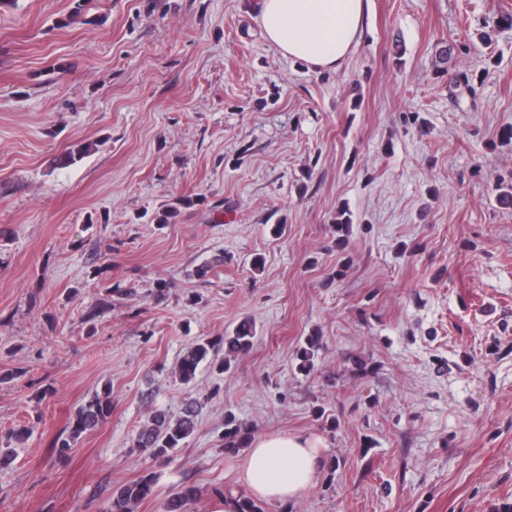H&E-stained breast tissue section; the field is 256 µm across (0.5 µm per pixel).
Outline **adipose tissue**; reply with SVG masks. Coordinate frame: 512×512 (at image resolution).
Instances as JSON below:
<instances>
[{
	"instance_id": "ef3b65f1",
	"label": "adipose tissue",
	"mask_w": 512,
	"mask_h": 512,
	"mask_svg": "<svg viewBox=\"0 0 512 512\" xmlns=\"http://www.w3.org/2000/svg\"><path fill=\"white\" fill-rule=\"evenodd\" d=\"M367 0H257L264 37L282 57L335 70L365 25ZM324 461L317 444L300 434L273 433L253 440L240 480L256 499L290 502L316 482Z\"/></svg>"
}]
</instances>
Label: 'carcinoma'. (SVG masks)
Returning a JSON list of instances; mask_svg holds the SVG:
<instances>
[{"label": "carcinoma", "instance_id": "cac0c4a2", "mask_svg": "<svg viewBox=\"0 0 512 512\" xmlns=\"http://www.w3.org/2000/svg\"><path fill=\"white\" fill-rule=\"evenodd\" d=\"M92 151V145L79 143L68 151L58 155L53 164L58 167L70 166ZM253 324L241 322L230 336L217 339L203 338L188 349L181 357L178 365L179 379L188 384L195 377L199 365L208 360L209 356L224 350V358L209 359L214 369L222 374L232 366V361L248 352L254 345ZM112 412V400L109 393L98 395L86 404L80 405L73 416L72 426L66 438L57 441L60 453L72 447L82 434L100 426ZM200 408L195 401L184 404L176 417L164 411H154L150 418L136 432L133 445L149 458L159 461L170 459L171 452L179 447L196 430ZM249 436L247 422L229 418L225 423L224 449L234 451L242 446ZM153 476L143 475L112 490L105 512H134L136 504L146 499L152 492ZM196 497V488L183 486L168 498L163 506L164 512H188V505ZM224 497L237 503V512H264L255 500L244 495H233L231 490L224 491Z\"/></svg>", "mask_w": 512, "mask_h": 512}]
</instances>
